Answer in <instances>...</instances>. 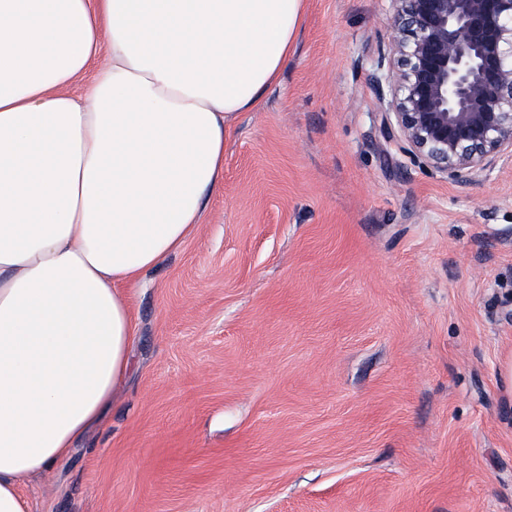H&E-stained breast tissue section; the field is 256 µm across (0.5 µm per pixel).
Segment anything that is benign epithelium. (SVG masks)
Returning <instances> with one entry per match:
<instances>
[{
	"label": "benign epithelium",
	"instance_id": "1",
	"mask_svg": "<svg viewBox=\"0 0 512 512\" xmlns=\"http://www.w3.org/2000/svg\"><path fill=\"white\" fill-rule=\"evenodd\" d=\"M373 84L384 136L462 181L512 158V0H392Z\"/></svg>",
	"mask_w": 512,
	"mask_h": 512
}]
</instances>
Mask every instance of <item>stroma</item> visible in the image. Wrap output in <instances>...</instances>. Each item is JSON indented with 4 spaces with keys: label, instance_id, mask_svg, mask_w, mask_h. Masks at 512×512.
Returning <instances> with one entry per match:
<instances>
[{
    "label": "stroma",
    "instance_id": "stroma-1",
    "mask_svg": "<svg viewBox=\"0 0 512 512\" xmlns=\"http://www.w3.org/2000/svg\"><path fill=\"white\" fill-rule=\"evenodd\" d=\"M392 0H305L182 249L126 287L122 397L32 512H512V159L379 131Z\"/></svg>",
    "mask_w": 512,
    "mask_h": 512
}]
</instances>
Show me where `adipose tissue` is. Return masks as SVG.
I'll list each match as a JSON object with an SVG mask.
<instances>
[{
  "instance_id": "ef3b65f1",
  "label": "adipose tissue",
  "mask_w": 512,
  "mask_h": 512,
  "mask_svg": "<svg viewBox=\"0 0 512 512\" xmlns=\"http://www.w3.org/2000/svg\"><path fill=\"white\" fill-rule=\"evenodd\" d=\"M303 6L0 0V512L101 424L131 367L124 288L197 229Z\"/></svg>"
}]
</instances>
